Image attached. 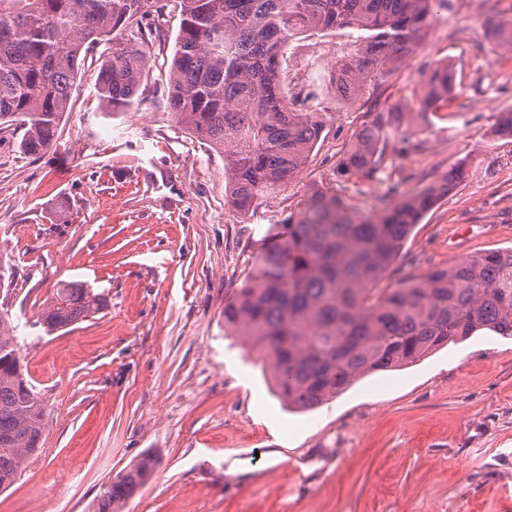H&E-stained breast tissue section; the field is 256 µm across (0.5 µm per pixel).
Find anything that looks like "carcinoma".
I'll list each match as a JSON object with an SVG mask.
<instances>
[{
	"label": "carcinoma",
	"mask_w": 512,
	"mask_h": 512,
	"mask_svg": "<svg viewBox=\"0 0 512 512\" xmlns=\"http://www.w3.org/2000/svg\"><path fill=\"white\" fill-rule=\"evenodd\" d=\"M148 0H0V130L22 132L21 153L54 144L82 58L106 46L97 92L124 112L144 75L153 29L133 26ZM448 0H174L180 25L168 72L173 120L224 155L229 201L247 213L292 182L321 138L327 112L304 111L280 81L295 35L349 28L352 50L336 85L347 102L390 75L415 51L432 5ZM495 44L512 50V19L491 21ZM454 72L426 76L421 109L448 104ZM401 113L374 112L336 170L372 177ZM448 173L419 192L359 214L316 192L256 241L252 271L224 304V325L261 347L278 395L311 409L368 373L412 364L480 331L512 336V248L491 250L395 288L378 284L424 215L456 186ZM82 283L57 287L38 324L50 335L102 310ZM44 409L26 378L8 314H0V490L43 445ZM154 468L150 455L107 483L94 512H121Z\"/></svg>",
	"instance_id": "1"
}]
</instances>
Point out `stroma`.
<instances>
[{
  "label": "stroma",
  "mask_w": 512,
  "mask_h": 512,
  "mask_svg": "<svg viewBox=\"0 0 512 512\" xmlns=\"http://www.w3.org/2000/svg\"><path fill=\"white\" fill-rule=\"evenodd\" d=\"M147 10L139 25L157 19L160 32L129 111L99 99L96 51L47 153L23 155L0 131V258L12 272L0 311L46 411L42 451L0 491V512H90L145 453L154 471L123 512H512V337L476 333L303 413L224 326L256 240L317 191L368 214L391 187L419 190L464 167L405 241L389 287L512 248V138L492 130L495 113L512 111V53L485 33L512 17V0H448L414 53L352 103L312 54L348 47L350 30L290 40L285 89L331 118L297 178L245 214L226 202L221 154L168 114L180 15L167 0ZM440 61L456 87L425 112L424 79ZM388 110L402 130L381 170L339 177L370 113ZM61 282L106 306L48 335L37 320Z\"/></svg>",
  "instance_id": "stroma-1"
}]
</instances>
